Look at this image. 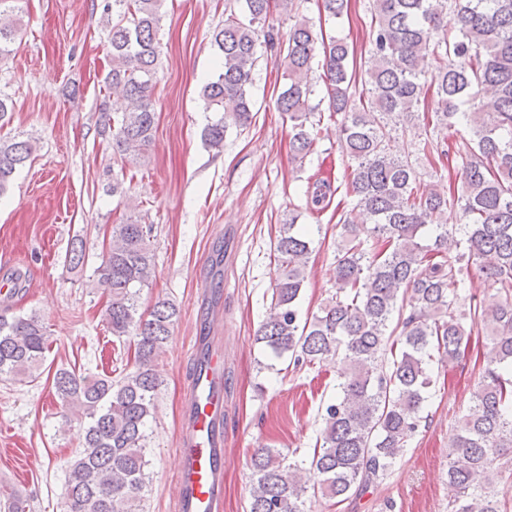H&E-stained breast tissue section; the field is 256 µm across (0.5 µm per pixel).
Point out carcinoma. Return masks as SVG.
I'll list each match as a JSON object with an SVG mask.
<instances>
[{
	"label": "carcinoma",
	"instance_id": "1",
	"mask_svg": "<svg viewBox=\"0 0 512 512\" xmlns=\"http://www.w3.org/2000/svg\"><path fill=\"white\" fill-rule=\"evenodd\" d=\"M21 0H0V61L11 53ZM167 0H102L112 47L106 86L126 107L101 131L115 154L144 149L155 129L149 91L162 52L158 33ZM278 109L292 123L293 160L303 162L319 142L311 74L323 72L330 115L338 118L347 158L345 197L335 224L336 291L302 319L299 299L307 280L312 231L288 215L274 247L276 278L256 341L292 365L341 359L342 381L324 405L323 428L306 461L289 462L278 448L251 455L249 512H310L321 497L342 503L384 476L415 437L435 386L430 362L458 361L473 333L489 347L470 411L451 440L448 512H509L512 464V0H370L371 66L357 73L354 47L315 30L292 13ZM319 14L336 19L351 0H316ZM212 35L221 60L201 90L216 114L203 137L218 151L231 128L251 125L258 36L271 0H241ZM362 86V93L355 91ZM427 120L431 130L411 154L448 169V190L422 182L408 158L388 151L392 130L404 120ZM460 135L464 149L448 142ZM28 141L0 139V195L17 167L32 155ZM456 207L461 223H439ZM437 225L434 237L422 229ZM153 225L130 218L112 225L109 246L96 270L107 294L109 332L133 338L135 370L115 380L59 368L53 386L65 406L88 419L82 450L67 469L66 512H139L149 482L147 424L162 381L158 359L179 309L158 301L140 310L149 285ZM381 242L377 249L371 240ZM476 264L494 293L467 292ZM47 326L34 313L0 311V379L33 382L49 349ZM308 471L314 479H301ZM3 512H29L23 497L0 500Z\"/></svg>",
	"mask_w": 512,
	"mask_h": 512
}]
</instances>
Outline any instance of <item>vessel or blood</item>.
Returning a JSON list of instances; mask_svg holds the SVG:
<instances>
[{
	"mask_svg": "<svg viewBox=\"0 0 512 512\" xmlns=\"http://www.w3.org/2000/svg\"><path fill=\"white\" fill-rule=\"evenodd\" d=\"M219 346L200 357L187 387V427L176 450L177 512H221L224 500V380Z\"/></svg>",
	"mask_w": 512,
	"mask_h": 512,
	"instance_id": "b4317fda",
	"label": "vessel or blood"
}]
</instances>
